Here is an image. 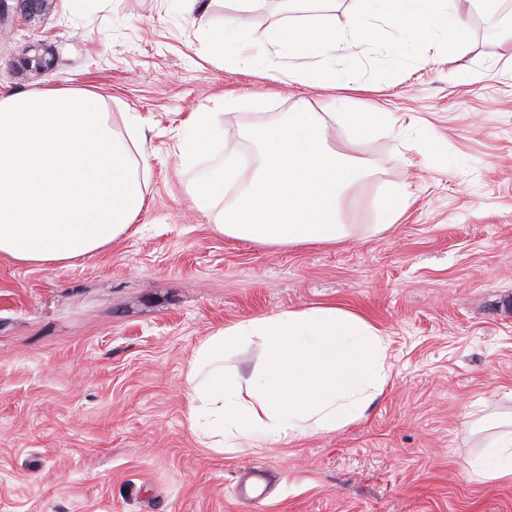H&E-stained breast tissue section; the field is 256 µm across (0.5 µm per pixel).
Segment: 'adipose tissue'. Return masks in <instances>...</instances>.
Instances as JSON below:
<instances>
[{"mask_svg":"<svg viewBox=\"0 0 512 512\" xmlns=\"http://www.w3.org/2000/svg\"><path fill=\"white\" fill-rule=\"evenodd\" d=\"M144 202L131 154L102 101L82 90L0 93V254L63 263L126 234ZM260 342L249 377L225 356ZM387 342L361 317L314 306L243 320L207 336L184 378L186 417L216 453L327 434L361 418L383 391ZM469 474L512 481V430Z\"/></svg>","mask_w":512,"mask_h":512,"instance_id":"ef3b65f1","label":"adipose tissue"}]
</instances>
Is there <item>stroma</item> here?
Masks as SVG:
<instances>
[{"label": "stroma", "mask_w": 512, "mask_h": 512, "mask_svg": "<svg viewBox=\"0 0 512 512\" xmlns=\"http://www.w3.org/2000/svg\"><path fill=\"white\" fill-rule=\"evenodd\" d=\"M287 0H55L0 37V91L96 93L134 140L145 204L127 234L62 264L0 255V512H512V484L467 471L512 416V48L487 15L448 59L436 46L400 74L313 85L270 36ZM245 25L253 64L212 59L207 32ZM51 61L22 67L29 45ZM279 71L278 80L267 76ZM232 96L226 108L222 97ZM386 107L361 140L348 236L273 245L214 232L187 189L259 150L251 128L292 112ZM218 115L211 147L183 159L191 113ZM412 203L378 231L386 196ZM332 305L388 337L391 365L363 418L336 432L218 454L186 420L199 343L249 318ZM262 472L250 505L247 475Z\"/></svg>", "instance_id": "obj_1"}]
</instances>
